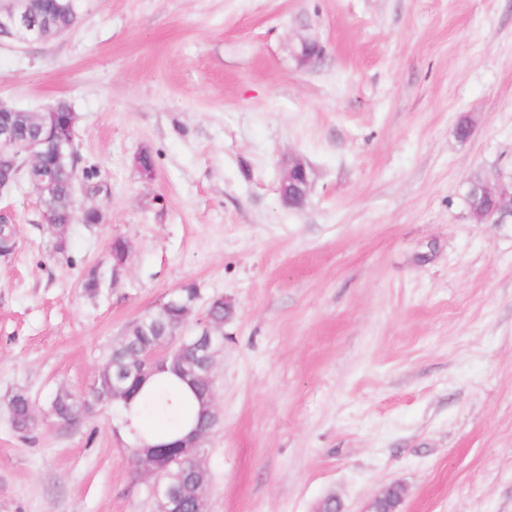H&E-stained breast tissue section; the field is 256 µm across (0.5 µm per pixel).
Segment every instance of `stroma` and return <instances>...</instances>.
Masks as SVG:
<instances>
[{"mask_svg":"<svg viewBox=\"0 0 512 512\" xmlns=\"http://www.w3.org/2000/svg\"><path fill=\"white\" fill-rule=\"evenodd\" d=\"M305 39L322 55L302 66ZM0 102L69 104L110 190L76 191L104 219L73 224L65 257L28 182L0 193L20 242L0 260V512H154L119 408L47 409L186 284L188 332L211 298L232 306L208 512H366L394 484L397 512H512V224L465 198L512 171V0H84L61 37L0 40ZM309 186V174L306 166L300 161L293 162L279 186V193L283 203L287 206L291 204L288 194L293 193L300 197V202L303 204L307 199ZM34 406L25 393H15L9 401L13 428L21 434L32 431L35 425Z\"/></svg>","mask_w":512,"mask_h":512,"instance_id":"1","label":"stroma"}]
</instances>
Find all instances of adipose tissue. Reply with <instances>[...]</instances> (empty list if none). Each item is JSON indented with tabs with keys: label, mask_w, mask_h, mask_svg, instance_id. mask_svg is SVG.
Masks as SVG:
<instances>
[{
	"label": "adipose tissue",
	"mask_w": 512,
	"mask_h": 512,
	"mask_svg": "<svg viewBox=\"0 0 512 512\" xmlns=\"http://www.w3.org/2000/svg\"><path fill=\"white\" fill-rule=\"evenodd\" d=\"M197 402L172 373L150 377L141 395L122 407L123 418L140 444L156 445L188 434L187 416L196 414Z\"/></svg>",
	"instance_id": "adipose-tissue-1"
}]
</instances>
